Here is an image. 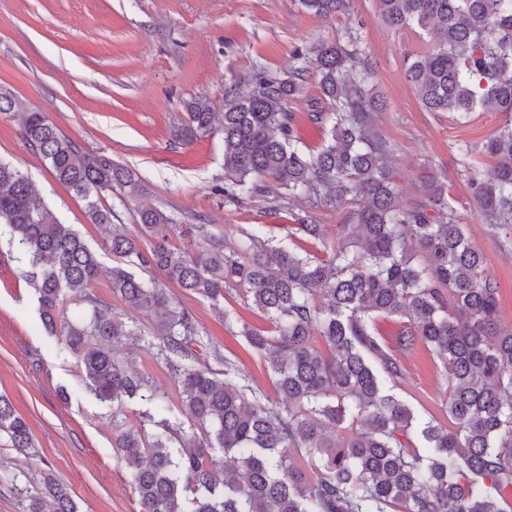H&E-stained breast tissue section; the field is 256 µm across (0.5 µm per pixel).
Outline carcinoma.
Segmentation results:
<instances>
[{
	"mask_svg": "<svg viewBox=\"0 0 512 512\" xmlns=\"http://www.w3.org/2000/svg\"><path fill=\"white\" fill-rule=\"evenodd\" d=\"M301 5L332 17L351 10L352 0ZM376 7L395 31L415 24L436 36L428 54L405 59L406 78L427 111L507 114L486 143L495 165L472 188L486 223L512 224V0H376ZM297 57L302 64L282 76L255 70L246 89L227 92L221 112L206 99L188 102L177 137L191 142L221 128L226 193L263 194L270 179L275 207L301 193L325 208L362 200L339 225L328 258L302 256L257 233L228 250L207 225L175 224L153 207L137 211L138 235L116 232L99 193L141 195L135 173L110 155L84 151L44 113L25 112L23 139L56 182L84 199L89 223L124 261L102 271L28 177L0 162V224L11 227L9 246L28 259L41 320L77 356L86 389L112 403V447L146 512H507L512 329L500 326L487 258L471 245L434 174L424 175L422 201L401 200L387 148L371 127L383 104L366 83L369 60L337 42ZM312 70L321 97L308 104V116L325 137L304 150L288 104L301 98ZM297 221L307 240L326 245L324 225L308 215ZM178 229L189 247L169 242ZM131 266L155 277L139 279ZM102 274L112 295L155 314L158 354L176 375L181 411L199 434L183 433L149 380L112 357L110 344L140 333L102 314L90 297ZM165 281L215 302L229 289H245L272 329L244 325L240 335L265 355L281 401L262 402L231 361L222 378L192 364L198 324L173 303ZM67 291L90 303L88 320L74 324L60 314ZM381 316L407 319L402 347L422 343L444 360L453 428L423 423V453L413 445V412L385 391L402 367L376 332ZM137 397L155 401L161 432L151 441L141 428L118 422L125 400ZM2 438L20 452L34 447L28 423L0 395ZM305 458L320 462L319 473L298 464ZM17 495L21 512H78L67 487L50 476L40 494L19 488Z\"/></svg>",
	"mask_w": 512,
	"mask_h": 512,
	"instance_id": "1",
	"label": "carcinoma"
}]
</instances>
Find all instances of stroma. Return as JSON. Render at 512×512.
I'll use <instances>...</instances> for the list:
<instances>
[{
    "mask_svg": "<svg viewBox=\"0 0 512 512\" xmlns=\"http://www.w3.org/2000/svg\"><path fill=\"white\" fill-rule=\"evenodd\" d=\"M320 41L340 42L374 60L371 83L386 107L372 124L390 148L404 201L421 200L425 172L441 176L456 219L485 253L486 273L499 285L501 325L512 327V227L484 223L471 187L474 176L493 166L485 143L507 116L480 110L460 123L451 114L425 111L404 75V58L426 54L435 39L415 26L387 29L374 0H354L350 14L329 18L299 0H0V91L19 104L18 111L0 113V160L30 179L57 220L73 225L107 268L118 257L88 224L84 200L58 184L22 138L23 110L45 113L86 152L110 155L136 173L141 197L101 195L125 234H137L136 211L151 206L176 223L208 225L230 247L255 228L299 251L304 240L295 220L302 215L324 225L328 241H335L348 207L322 209L304 195L273 209L261 195H226L221 134L204 133L189 143L175 136L187 117L186 102L203 97L222 109L225 91L243 85L256 68L286 74L298 64L297 49ZM10 236L9 225L0 224V395L28 421L37 454L23 456L0 441V512H19L10 476L35 493L47 473L69 488L79 512H145L112 449V405L79 389L76 358L63 351L60 337L44 332L23 276L28 262L9 247ZM168 293L202 329L198 364L220 373L232 360L257 392L277 400L264 358L239 334L245 323L268 326L241 290L218 304L173 285ZM406 327L399 316L376 321L403 367L386 389L422 420L447 425L443 362L423 345L400 348ZM112 354L180 405L181 389L162 356L125 339L113 344Z\"/></svg>",
    "mask_w": 512,
    "mask_h": 512,
    "instance_id": "35a3bbf8",
    "label": "stroma"
}]
</instances>
